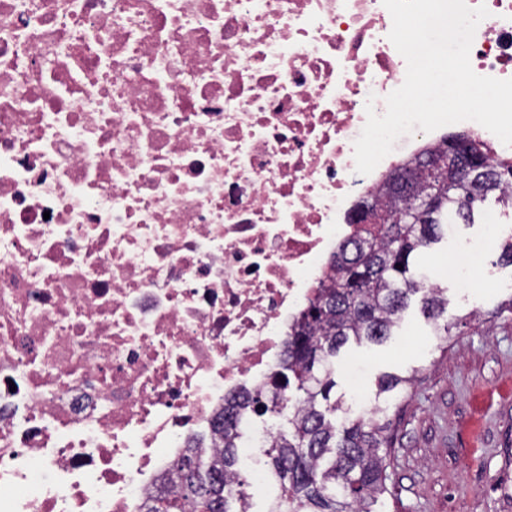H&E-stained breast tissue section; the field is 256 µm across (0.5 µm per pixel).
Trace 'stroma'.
<instances>
[{
	"label": "stroma",
	"instance_id": "obj_1",
	"mask_svg": "<svg viewBox=\"0 0 512 512\" xmlns=\"http://www.w3.org/2000/svg\"><path fill=\"white\" fill-rule=\"evenodd\" d=\"M484 221L459 225L425 249L424 268L448 300L446 336L413 297L379 345L348 343L335 359L337 423L357 418L355 398L389 427L388 491L375 512H512V317L478 325L469 312L493 310L512 294V266L492 248L480 287L466 288L450 266L462 240H480ZM416 375L404 391L378 394L380 376Z\"/></svg>",
	"mask_w": 512,
	"mask_h": 512
}]
</instances>
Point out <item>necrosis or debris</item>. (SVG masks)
Here are the masks:
<instances>
[{"label":"necrosis or debris","instance_id":"obj_1","mask_svg":"<svg viewBox=\"0 0 512 512\" xmlns=\"http://www.w3.org/2000/svg\"><path fill=\"white\" fill-rule=\"evenodd\" d=\"M467 3L473 71L512 79V0ZM391 29L382 0H0V512H145L272 389L369 191L460 127L512 158L465 120L357 173Z\"/></svg>","mask_w":512,"mask_h":512}]
</instances>
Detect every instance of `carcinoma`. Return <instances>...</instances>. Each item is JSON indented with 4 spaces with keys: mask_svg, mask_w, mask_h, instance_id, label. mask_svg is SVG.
<instances>
[{
    "mask_svg": "<svg viewBox=\"0 0 512 512\" xmlns=\"http://www.w3.org/2000/svg\"><path fill=\"white\" fill-rule=\"evenodd\" d=\"M434 159L437 205L423 224H403L398 214L406 200L387 192L378 208L383 223L358 224L353 237L332 259L333 275L316 289L288 336L286 356L275 376V393L258 389L228 401L216 435L222 455L206 462L190 454L172 464L179 476L146 504V512H250L247 483L231 490L226 476L238 463L241 426L251 416H283L264 449L274 493L268 512H373L387 491L386 459L391 447L385 428L371 418H356L336 433L342 410L331 399L333 358L349 341L379 345L392 334L412 296L421 293L424 314L438 321L448 301L439 289L422 283L418 257L439 241L449 224H472L480 204L493 197L512 206V160H493L476 138L458 133L425 153ZM401 268H396V265ZM512 315V295L492 312L476 311L478 324ZM413 384L411 378L384 376L379 392Z\"/></svg>",
    "mask_w": 512,
    "mask_h": 512,
    "instance_id": "cac0c4a2",
    "label": "carcinoma"
}]
</instances>
